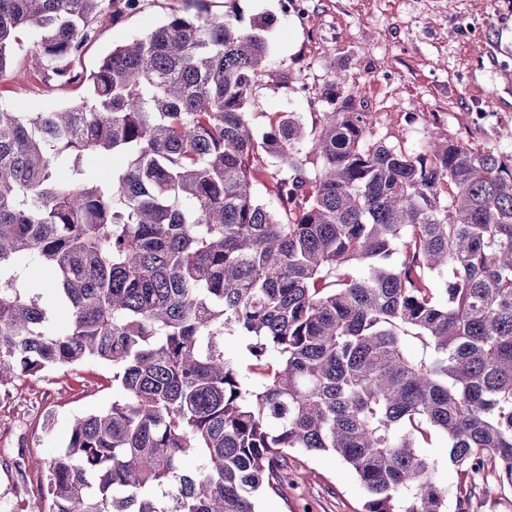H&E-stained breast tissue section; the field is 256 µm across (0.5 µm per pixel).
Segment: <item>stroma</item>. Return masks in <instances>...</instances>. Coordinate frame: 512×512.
<instances>
[{
    "instance_id": "1",
    "label": "stroma",
    "mask_w": 512,
    "mask_h": 512,
    "mask_svg": "<svg viewBox=\"0 0 512 512\" xmlns=\"http://www.w3.org/2000/svg\"><path fill=\"white\" fill-rule=\"evenodd\" d=\"M305 18L284 0H207L211 13L236 7L266 26V72L249 100L256 130L295 113L305 138L317 134L324 95L352 98L370 113L372 131L407 153L431 133L489 148L512 159V0H302ZM189 0H141L140 8L102 19L75 66L93 72L112 48L143 36ZM40 34L20 35L0 78V107L44 112L79 104L83 89L46 91L35 75ZM345 82L332 87L333 74ZM122 391L112 370L89 362L72 370L19 376L0 386V512H40L43 461L67 444L74 416L111 405ZM365 491L335 454L300 455L286 497L264 494L259 512H362Z\"/></svg>"
}]
</instances>
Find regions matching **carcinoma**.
Here are the masks:
<instances>
[{
	"instance_id": "carcinoma-1",
	"label": "carcinoma",
	"mask_w": 512,
	"mask_h": 512,
	"mask_svg": "<svg viewBox=\"0 0 512 512\" xmlns=\"http://www.w3.org/2000/svg\"><path fill=\"white\" fill-rule=\"evenodd\" d=\"M137 2L0 0V77L29 27L49 90L90 82L75 106L0 107V385L91 360L123 391L48 458L51 512H256L323 451L363 512H448L433 433L454 512L490 466L512 490V160L450 137L408 154L334 93L310 145L291 112L257 132L269 46L234 10L173 11L77 70ZM116 155L107 180L89 164ZM271 158L282 214L253 189ZM32 265L50 304L17 286ZM422 452L438 461V478L448 484V511L453 512L454 500L452 497L458 478L456 472L448 466V442L441 435H433L431 441L421 448Z\"/></svg>"
}]
</instances>
